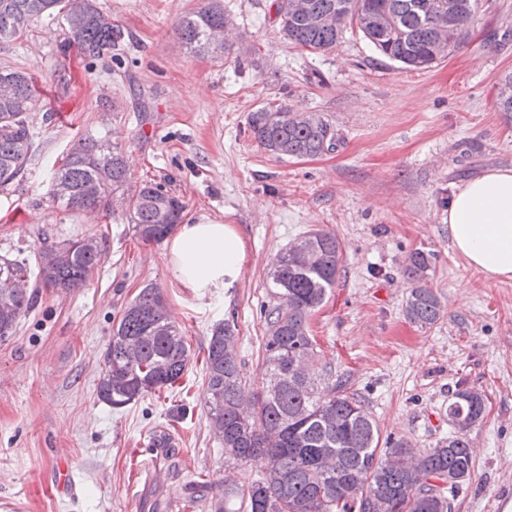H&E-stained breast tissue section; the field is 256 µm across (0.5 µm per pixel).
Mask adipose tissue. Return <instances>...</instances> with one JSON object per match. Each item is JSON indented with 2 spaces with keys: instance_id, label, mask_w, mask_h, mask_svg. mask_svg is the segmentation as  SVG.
<instances>
[{
  "instance_id": "1",
  "label": "adipose tissue",
  "mask_w": 512,
  "mask_h": 512,
  "mask_svg": "<svg viewBox=\"0 0 512 512\" xmlns=\"http://www.w3.org/2000/svg\"><path fill=\"white\" fill-rule=\"evenodd\" d=\"M448 235L467 264L496 281L512 280V169L477 177L448 203ZM246 259L235 225H179L167 246L172 277L204 298L233 288Z\"/></svg>"
}]
</instances>
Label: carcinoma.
Wrapping results in <instances>:
<instances>
[{
	"instance_id": "obj_1",
	"label": "carcinoma",
	"mask_w": 512,
	"mask_h": 512,
	"mask_svg": "<svg viewBox=\"0 0 512 512\" xmlns=\"http://www.w3.org/2000/svg\"><path fill=\"white\" fill-rule=\"evenodd\" d=\"M305 12L278 6L280 34L308 52L336 47L352 26L385 58L405 69L431 68L451 55L469 34L478 0H304ZM453 12H448V5ZM58 22L65 38L59 50L75 46L93 62L112 53L122 31L98 0H0V47L26 33L31 23ZM227 18L223 0H203L176 22L183 45L194 54H224ZM40 111L29 74L0 66V190L21 181L33 157L36 133L30 114ZM254 139L276 156L310 158L337 148L336 129L313 112L268 103L250 113ZM118 147L85 135L66 151L49 186L67 185L69 193L52 203L77 216L115 212L121 206L139 238L159 243L180 223L183 202L163 186L132 189ZM69 241L39 249L35 265L0 257V339L13 333L31 311L38 288L71 291L87 285L101 260L104 244L92 250L66 249ZM343 247L336 234L315 230L291 242L269 271L276 304L265 318L263 374L250 405L242 399L248 380L238 353V338L224 324L210 336L205 373L210 394L209 420L224 445V463L256 464L262 477L247 485L224 481L211 498V512H230L226 502L240 500L245 512H452V499L473 473L468 435L456 431L424 451L399 440L379 447L380 433L349 378L338 373L317 350L309 333L311 315L336 287ZM433 255L414 251L404 267L412 288L406 319L431 327L443 307L428 286ZM189 349L170 319L162 293L141 289L112 334L99 379L100 400L114 409L147 393L171 387L182 378ZM484 394L456 388L448 402V421L475 426L484 418Z\"/></svg>"
}]
</instances>
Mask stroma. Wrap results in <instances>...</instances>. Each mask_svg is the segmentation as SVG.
<instances>
[{
  "label": "stroma",
  "instance_id": "stroma-1",
  "mask_svg": "<svg viewBox=\"0 0 512 512\" xmlns=\"http://www.w3.org/2000/svg\"><path fill=\"white\" fill-rule=\"evenodd\" d=\"M123 32L111 57L60 55L61 27L31 24L0 48V65L31 75L44 110L32 115L35 155L15 191H0V255L34 258L42 240L106 242L86 287L40 289L15 333L0 341V512H209L206 483L222 484L224 449L209 426L203 365L214 328L233 325L251 383L262 377L274 303L268 272L279 250L313 230L344 247L335 288L311 316L324 359L349 375L381 439L428 449L447 436L456 387L486 396L468 436L474 471L454 512H503L512 494V281L493 283L454 251L443 217L469 179L512 168V113L497 108L512 71V0H479L470 36L447 60L403 70L345 30L326 53L278 33V0H224L229 54L187 53L177 20L201 0H99ZM273 102L323 114L335 151L278 157L247 119ZM52 123H44V112ZM124 153L131 187L158 183L184 203L187 223L236 225L247 260L234 288L201 300L176 282L165 243L143 242L125 214L71 217L48 196L50 172L81 135ZM471 144L460 156V143ZM434 255L429 285L443 315L404 316L415 250ZM160 288L189 346L174 386L115 409L97 395L112 326L146 285ZM178 444L155 453L149 480L135 463L153 433ZM65 466L73 489L56 488Z\"/></svg>",
  "mask_w": 512,
  "mask_h": 512
}]
</instances>
